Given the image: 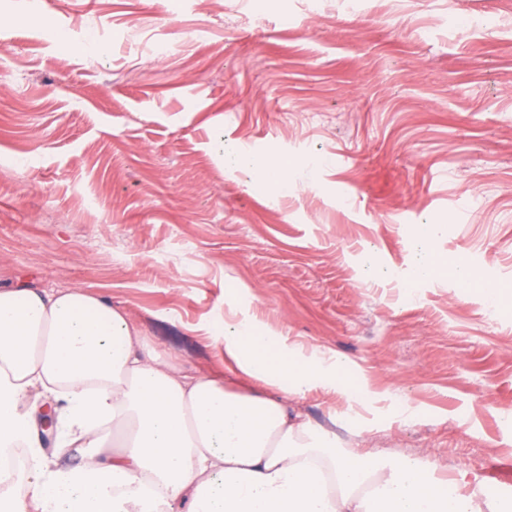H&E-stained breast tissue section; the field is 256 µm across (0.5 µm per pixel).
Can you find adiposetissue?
<instances>
[{
  "label": "adipose tissue",
  "instance_id": "ef3b65f1",
  "mask_svg": "<svg viewBox=\"0 0 512 512\" xmlns=\"http://www.w3.org/2000/svg\"><path fill=\"white\" fill-rule=\"evenodd\" d=\"M225 166L284 188L288 170L228 148ZM241 385L186 374L126 314L77 288L0 291V452H28L0 512H512V497L439 477L411 456L353 454L296 408L316 389L355 406L380 392L336 356L233 319L205 329ZM53 398L58 466L31 393Z\"/></svg>",
  "mask_w": 512,
  "mask_h": 512
}]
</instances>
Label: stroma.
<instances>
[{
    "label": "stroma",
    "mask_w": 512,
    "mask_h": 512,
    "mask_svg": "<svg viewBox=\"0 0 512 512\" xmlns=\"http://www.w3.org/2000/svg\"><path fill=\"white\" fill-rule=\"evenodd\" d=\"M293 164L254 185L221 145ZM500 290L407 286L412 235ZM77 287L190 373L258 322L382 394L353 453L512 494V0H0V289Z\"/></svg>",
    "instance_id": "stroma-1"
}]
</instances>
